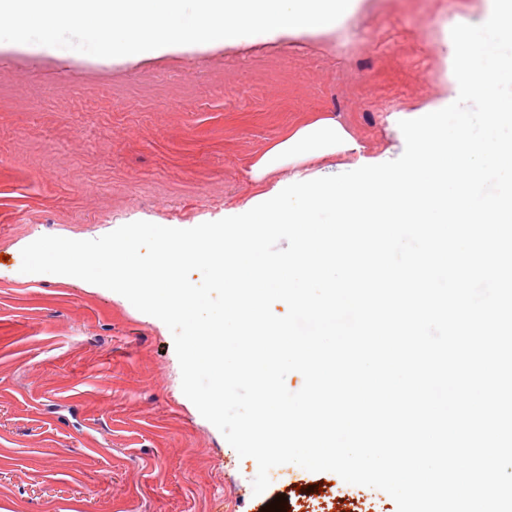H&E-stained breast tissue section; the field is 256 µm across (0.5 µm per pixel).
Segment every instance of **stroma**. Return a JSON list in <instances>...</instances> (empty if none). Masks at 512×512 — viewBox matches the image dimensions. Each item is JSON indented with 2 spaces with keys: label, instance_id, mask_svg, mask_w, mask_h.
Returning <instances> with one entry per match:
<instances>
[{
  "label": "stroma",
  "instance_id": "obj_1",
  "mask_svg": "<svg viewBox=\"0 0 512 512\" xmlns=\"http://www.w3.org/2000/svg\"><path fill=\"white\" fill-rule=\"evenodd\" d=\"M483 0H366L331 34L283 33L123 60L0 46L34 95L0 102V512H397L385 492L289 463L254 495L239 457L183 394L173 337L122 295L22 272L44 235L223 219L290 166H253L332 117L376 156L441 95L451 29ZM108 96L95 102L88 88ZM327 482L325 494L304 486Z\"/></svg>",
  "mask_w": 512,
  "mask_h": 512
}]
</instances>
